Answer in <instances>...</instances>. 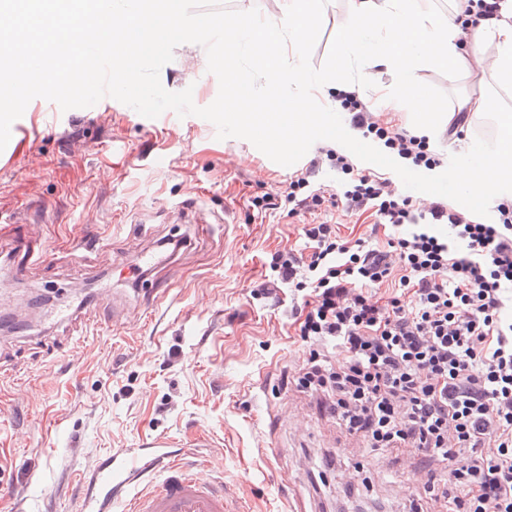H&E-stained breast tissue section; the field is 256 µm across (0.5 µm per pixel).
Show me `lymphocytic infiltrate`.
<instances>
[{
    "mask_svg": "<svg viewBox=\"0 0 512 512\" xmlns=\"http://www.w3.org/2000/svg\"><path fill=\"white\" fill-rule=\"evenodd\" d=\"M352 124L415 166L441 160L425 138L374 115L357 93L339 92ZM350 189L327 194L301 176L284 197L304 216L306 245L275 253L252 289L268 298L287 285L303 294L295 321L308 354L288 385L316 399L366 448L404 452L426 499L444 512H512V200L484 224L443 202L398 197L389 179L356 171L327 150ZM373 211L376 226L411 225L386 248L342 237L314 220L323 204ZM447 223L440 238L428 224ZM397 287L384 297L380 290Z\"/></svg>",
    "mask_w": 512,
    "mask_h": 512,
    "instance_id": "1",
    "label": "lymphocytic infiltrate"
}]
</instances>
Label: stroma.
<instances>
[{"mask_svg":"<svg viewBox=\"0 0 512 512\" xmlns=\"http://www.w3.org/2000/svg\"><path fill=\"white\" fill-rule=\"evenodd\" d=\"M317 7L306 61L332 74L349 3ZM185 10L202 24L258 16L280 28L277 0H186ZM199 56L171 40L132 90L89 93L54 112L30 104L25 134L0 141V280L12 283L0 315L32 321L25 335L0 330V469L12 485L0 512H75L81 474L111 449L195 436L205 444L188 447L184 463L247 512H411L422 485L407 462L338 439L329 414L282 390L283 373L305 358L290 317L301 293L250 295L274 252L303 244L298 218L283 208L258 217L253 198L307 170L311 188L327 192L350 178L318 145L291 159L238 132L223 84L187 74ZM418 75L446 108L479 92L472 70L452 77L430 61ZM29 202L42 211L24 231L55 258H32L17 278L6 218ZM171 235L185 248L133 285L129 266ZM155 288L166 296L143 313ZM40 294L46 308L70 304L72 320H32L28 301ZM356 463L368 487L343 485ZM313 471L324 474L318 493Z\"/></svg>","mask_w":512,"mask_h":512,"instance_id":"stroma-1","label":"stroma"}]
</instances>
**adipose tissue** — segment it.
<instances>
[{"mask_svg": "<svg viewBox=\"0 0 512 512\" xmlns=\"http://www.w3.org/2000/svg\"><path fill=\"white\" fill-rule=\"evenodd\" d=\"M349 2L339 23L340 63L347 82L365 85L370 81L368 65L384 67L394 81L381 96L383 105L399 104L428 136L461 112L496 114L494 142L470 141L450 157L446 171L431 179L436 190L473 217L485 200L512 195V114L497 111L490 95L495 88L512 90V0H503L499 15L468 29L436 15L429 0ZM281 11L293 57L285 70L273 62L275 48L259 55L254 52L267 40L265 28L231 17L220 26L193 23L183 0H0V44L11 48L10 54H0V107L22 105L35 87L63 95L72 91L76 76L97 78L106 47L118 61L113 70L115 89L125 91L132 66L155 58L172 34L203 46L220 31L227 39L225 54L212 73L224 80V107L240 132L290 156L315 141L331 140L358 154L378 156L387 169L406 171L409 160L365 144L359 130L332 113L310 110V98L329 82L327 74L306 63L307 45L320 17L307 0H282ZM147 22L157 31L151 43L143 33ZM246 53L254 54L268 79V90L241 89L237 62ZM429 60L444 62L452 74L468 68L470 62L480 63L479 78L489 94L460 97L456 108L442 111L419 80L418 72Z\"/></svg>", "mask_w": 512, "mask_h": 512, "instance_id": "obj_1", "label": "adipose tissue"}]
</instances>
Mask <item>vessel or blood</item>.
Returning a JSON list of instances; mask_svg holds the SVG:
<instances>
[{"mask_svg":"<svg viewBox=\"0 0 512 512\" xmlns=\"http://www.w3.org/2000/svg\"><path fill=\"white\" fill-rule=\"evenodd\" d=\"M181 455V449L162 440L113 449L83 474L86 493L78 512H112L121 500L127 503L126 512H229L223 487L184 468ZM158 470L166 474L162 482L133 492V485Z\"/></svg>","mask_w":512,"mask_h":512,"instance_id":"b4317fda","label":"vessel or blood"}]
</instances>
